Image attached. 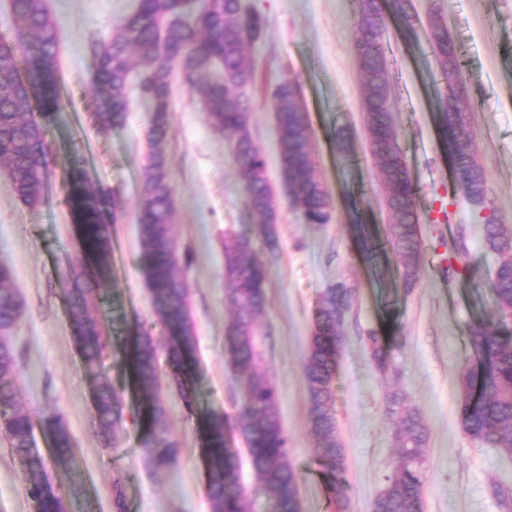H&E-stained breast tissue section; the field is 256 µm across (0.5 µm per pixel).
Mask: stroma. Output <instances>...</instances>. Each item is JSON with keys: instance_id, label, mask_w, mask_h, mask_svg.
Listing matches in <instances>:
<instances>
[{"instance_id": "1", "label": "stroma", "mask_w": 512, "mask_h": 512, "mask_svg": "<svg viewBox=\"0 0 512 512\" xmlns=\"http://www.w3.org/2000/svg\"><path fill=\"white\" fill-rule=\"evenodd\" d=\"M60 32L58 66L50 88L60 103L45 117L50 146L46 200L24 205L0 174V263L14 272L25 309L9 333L20 371L16 401L31 415L39 448L52 441L41 422L60 412L73 440L67 465L47 459L44 475L72 512H115L114 482H121L127 512H210L204 489L202 424L212 413L228 421L230 447L246 444L233 422L243 390L224 332L233 310L224 294V239L252 231L227 139L215 131L196 95L174 83L168 112L171 133L161 149L176 200L173 236L188 265L196 348L187 365L192 405L176 389L164 395L169 435L179 448L170 467L154 468L140 440L143 398L131 374L140 327L159 347L168 336L139 263L140 207L153 114L136 84L127 89L126 122L101 134L93 116L102 104L93 77L90 37H106L136 0H47ZM266 23L262 42L249 49L256 80L250 89L249 131L266 161L274 189L278 242L254 237V252L269 271L267 302L257 321L261 366L277 391V412L288 436V461L300 476L301 512H335L333 475L313 452L310 395L303 360L320 295L338 283L355 288L345 323L346 344L336 378L338 429L346 448L343 475L348 512H371V503L398 464L387 395L405 391L427 426L424 512H506L493 494L512 491V455L487 448L463 433L457 409L459 372L472 359L470 331L480 321L512 333V314L491 294L496 258L482 242L484 220L458 191L436 131V97L445 84L425 40L428 17H437L456 43L473 104L469 130L486 178L488 211L512 234V0H412L423 46L415 50L389 23L382 47L394 121L403 157L417 189L423 262L412 291L394 271L378 282L354 232L358 220L385 227L383 176L368 149L361 109L363 77L354 53L352 0H244ZM283 76L301 88L311 131V158L329 195L331 218L306 223L280 182L279 145L271 91ZM351 138V159L336 151L337 129ZM81 155L85 177L112 189L118 217L112 226L109 275L98 279L83 253L68 202L72 158ZM84 274L86 304L104 338L102 357L87 369L76 343L62 281ZM386 331L395 379H383L364 344L368 329ZM111 382L122 400L125 425L108 444L93 417V374ZM24 475L0 434V512H33Z\"/></svg>"}]
</instances>
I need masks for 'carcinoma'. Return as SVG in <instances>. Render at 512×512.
<instances>
[{"mask_svg":"<svg viewBox=\"0 0 512 512\" xmlns=\"http://www.w3.org/2000/svg\"><path fill=\"white\" fill-rule=\"evenodd\" d=\"M18 23L19 43L0 38V166L18 199L37 206L45 199L48 144L44 124L31 113L32 86L19 79L16 47H21L38 75L50 80L58 63V26L45 0H11ZM357 38L354 52L363 76L362 109L372 156L379 162L385 189V205L391 222L385 238L405 290L414 286L423 260L419 217L415 210L416 188L399 144L390 107L388 61L382 49L386 16L376 0H357ZM263 18L243 0H209L196 9L189 0H137L136 9L124 17L107 38L91 41L95 58V87L106 99L94 114L97 132L107 133L125 122L129 112L126 87L134 69L140 73V94L152 112L150 138L158 146L166 140L169 99L174 74L193 91L214 130L232 144L244 194V202L258 233L267 243H277V214L266 165L249 132L251 104L248 88L255 68L245 50L262 40ZM447 91L440 95L437 134L459 181V191L473 209L487 206L486 183L476 161V147L468 127L471 103L462 106L465 75L448 31L435 26L429 32ZM279 141L283 190L302 210L309 224L330 220L326 190L315 176L311 161L310 126L296 81L282 77L273 93ZM74 181L69 194L83 229L85 251L99 259L98 275H107L106 254L112 222L117 212L106 211L112 190L87 183L83 159H73ZM175 199L168 179L165 156L155 151L147 166V178L138 212L141 241L140 264L157 304L161 326L173 337L167 349L169 382L192 407L184 374L185 360L196 345L189 292L181 258L172 236ZM361 250L374 270L383 274L380 239L367 224L357 228ZM483 244L497 258L491 288L498 308L512 311V236L488 219L483 224ZM227 265L225 296L235 315L225 329L224 348L231 356L245 392V402L235 425L248 447L250 463L261 490L275 503V512H299V474L288 462V436L275 411L277 392L262 370L257 346L256 319L266 305L268 269L254 257L251 236L239 234L224 242ZM13 272L0 265V433L10 443L25 475V493L34 512H65L58 488L42 478L45 459L33 435L29 414L16 406L11 385L18 358L8 334L22 315L24 300L13 286ZM70 301V318L80 332L81 353L89 366L103 352L100 333L92 326L84 301V289L75 277L63 284ZM356 297L354 289L339 283L321 294L316 305L304 373L310 391L309 425L314 454L335 476L346 469V448L336 420L335 381L344 344V318ZM366 346L376 369L383 375L393 367L391 343L377 329L368 331ZM472 343L477 362L460 372L459 423L465 434L486 447L512 455V337L492 329L475 330ZM135 383L144 398L141 438L144 454L158 467L174 464L178 446L168 433L162 398L158 349L151 333L139 332L132 354ZM94 419L104 434L117 432L124 423L123 407L112 384L100 380L94 393ZM387 416L396 429L399 462L372 502L371 512H423L427 428L421 414L408 404L402 391L389 397ZM53 440L52 455L61 466L72 456V438L64 417L54 412L44 418ZM205 492L210 512H249L248 496L240 481L238 453L224 445V415L214 414L206 427Z\"/></svg>","mask_w":512,"mask_h":512,"instance_id":"carcinoma-1","label":"carcinoma"}]
</instances>
